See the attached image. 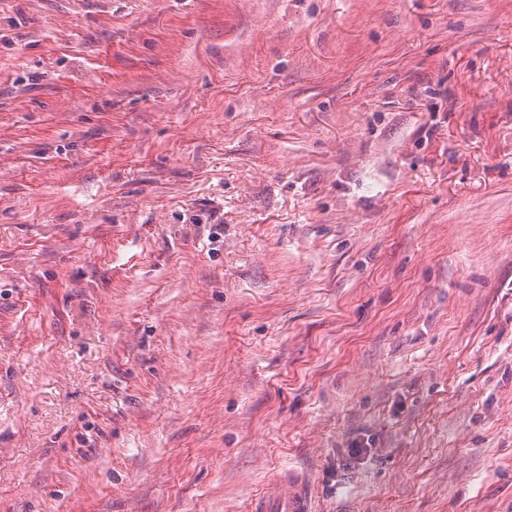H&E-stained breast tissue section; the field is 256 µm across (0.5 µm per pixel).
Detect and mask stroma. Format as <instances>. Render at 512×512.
<instances>
[{"mask_svg":"<svg viewBox=\"0 0 512 512\" xmlns=\"http://www.w3.org/2000/svg\"><path fill=\"white\" fill-rule=\"evenodd\" d=\"M512 512V0H0V512ZM277 510V512H312L307 493L298 488L288 492L286 485L280 493Z\"/></svg>","mask_w":512,"mask_h":512,"instance_id":"obj_1","label":"stroma"}]
</instances>
